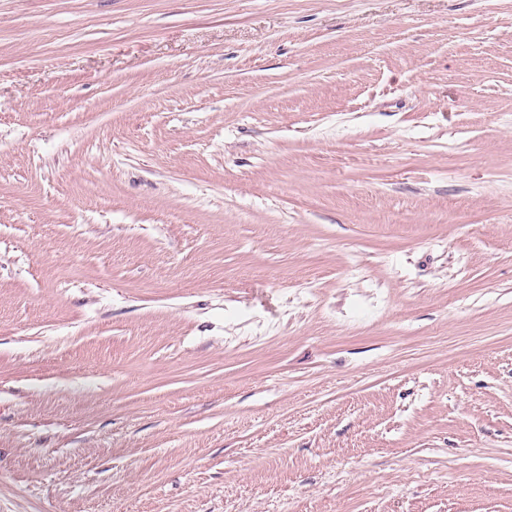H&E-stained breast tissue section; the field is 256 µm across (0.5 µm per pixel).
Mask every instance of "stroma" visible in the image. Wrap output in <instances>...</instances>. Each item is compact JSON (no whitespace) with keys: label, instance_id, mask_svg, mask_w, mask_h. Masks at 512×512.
<instances>
[{"label":"stroma","instance_id":"35a3bbf8","mask_svg":"<svg viewBox=\"0 0 512 512\" xmlns=\"http://www.w3.org/2000/svg\"><path fill=\"white\" fill-rule=\"evenodd\" d=\"M512 512V0H0V512Z\"/></svg>","mask_w":512,"mask_h":512}]
</instances>
